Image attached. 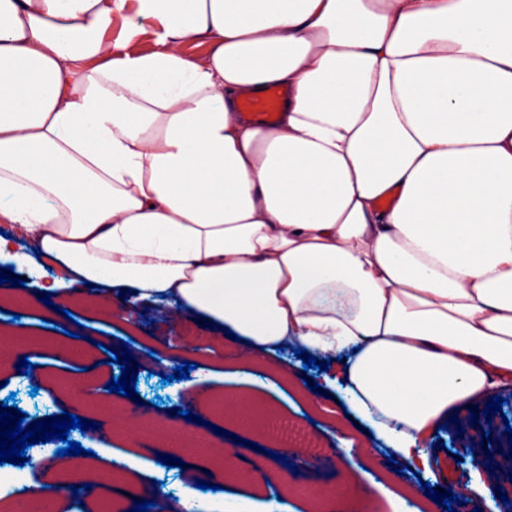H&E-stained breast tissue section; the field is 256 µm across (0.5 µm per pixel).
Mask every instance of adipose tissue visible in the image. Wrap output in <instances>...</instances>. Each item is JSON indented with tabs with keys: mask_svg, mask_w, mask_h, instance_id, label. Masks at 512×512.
Instances as JSON below:
<instances>
[{
	"mask_svg": "<svg viewBox=\"0 0 512 512\" xmlns=\"http://www.w3.org/2000/svg\"><path fill=\"white\" fill-rule=\"evenodd\" d=\"M0 224L68 293L328 361L358 451L432 471L449 414L512 382V0H0ZM249 480L296 512L275 458ZM285 97V91L278 88H271L259 99L244 101L242 108L247 114L256 119L272 123L277 119L280 106Z\"/></svg>",
	"mask_w": 512,
	"mask_h": 512,
	"instance_id": "adipose-tissue-1",
	"label": "adipose tissue"
}]
</instances>
